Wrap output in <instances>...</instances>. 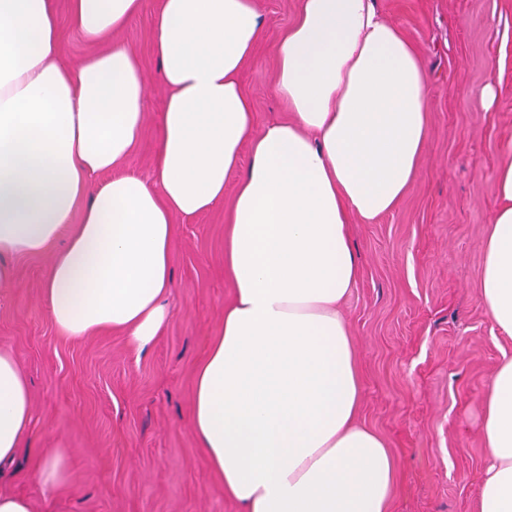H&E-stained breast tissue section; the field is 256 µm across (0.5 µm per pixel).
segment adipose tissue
Returning <instances> with one entry per match:
<instances>
[{"label":"adipose tissue","instance_id":"obj_1","mask_svg":"<svg viewBox=\"0 0 512 512\" xmlns=\"http://www.w3.org/2000/svg\"><path fill=\"white\" fill-rule=\"evenodd\" d=\"M145 0H68L94 47L62 54L54 0H0V287L8 254H46L42 290L70 338L162 331L176 220L224 197L234 301L195 372L190 425L246 512H387L395 461L356 420L355 349L339 305L359 277L350 220L393 211L416 175L428 74L377 0H300L276 39V95L293 118L256 129L239 75L257 0H160L153 50L167 89L151 180L124 172L147 124L148 78L118 34ZM250 144L249 163L241 147ZM480 301L512 338V161L495 174ZM489 458L478 512H512V358L483 393ZM31 389L0 350V469L30 435Z\"/></svg>","mask_w":512,"mask_h":512}]
</instances>
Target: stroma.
<instances>
[{
  "instance_id": "obj_1",
  "label": "stroma",
  "mask_w": 512,
  "mask_h": 512,
  "mask_svg": "<svg viewBox=\"0 0 512 512\" xmlns=\"http://www.w3.org/2000/svg\"><path fill=\"white\" fill-rule=\"evenodd\" d=\"M265 32L240 75L257 127L291 121L274 91L273 42L299 0H259ZM147 0L120 38L149 77L146 131L127 170L150 178L165 97ZM429 75V137L397 208L354 221L360 277L343 304L363 385L360 422L390 448L397 474L389 512H477L487 464L482 396L512 357L479 299L482 243L497 206L495 173L512 158V0H378ZM498 94L484 107L488 79ZM224 199L177 220L169 322L139 351L120 334L59 335L41 300L46 255L11 257L15 282L0 288V347L20 359L35 427L0 491L30 498L34 512H243L195 446L189 424L193 373L234 298L224 273ZM55 448L66 477L42 486V451Z\"/></svg>"
}]
</instances>
